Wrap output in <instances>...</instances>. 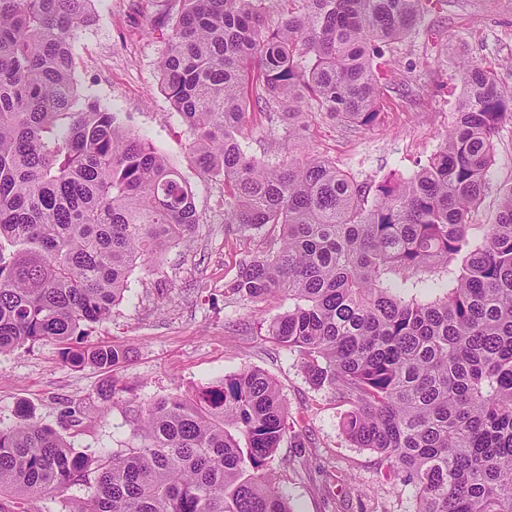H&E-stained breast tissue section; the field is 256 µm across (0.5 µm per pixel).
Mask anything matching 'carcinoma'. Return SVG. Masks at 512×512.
Listing matches in <instances>:
<instances>
[{
    "mask_svg": "<svg viewBox=\"0 0 512 512\" xmlns=\"http://www.w3.org/2000/svg\"><path fill=\"white\" fill-rule=\"evenodd\" d=\"M96 0H0V353L52 341L65 363L120 364L80 349L111 318L146 256L200 216L167 158L132 135L74 73ZM426 0H166L161 89L193 131L201 172L224 181V223L279 228L229 290L294 309L269 334L313 384L351 404L343 431L417 492V512H512V186L491 224L489 188L512 91L473 61L438 149L371 185L315 155L248 152L247 111L288 138L316 108L348 127L379 118L383 48L418 33ZM436 297L419 301L423 286ZM0 424V512L85 484L73 512H293L271 460L288 433L274 380L244 368L136 419L140 444L88 456L21 406ZM94 483H89V475Z\"/></svg>",
    "mask_w": 512,
    "mask_h": 512,
    "instance_id": "cac0c4a2",
    "label": "carcinoma"
}]
</instances>
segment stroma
<instances>
[{"mask_svg": "<svg viewBox=\"0 0 512 512\" xmlns=\"http://www.w3.org/2000/svg\"><path fill=\"white\" fill-rule=\"evenodd\" d=\"M437 2L427 30L394 44L381 60L377 124L357 130L315 115L293 141V153L332 159L376 183L410 173L436 151L462 96L451 67L441 62L448 47L512 89V0ZM163 8V0H98L94 24L75 43V77L180 170L200 222L190 244L137 263L110 320L89 325L82 347L123 346L128 356L121 364L73 367L50 342L0 354V422L11 423L23 404L77 451L123 449L135 444V419L151 401L191 395L250 366L275 380L288 411V434L271 465L295 512H415L414 489L385 480L380 454L343 433L349 404L337 391L313 385L301 355L269 336V323L294 301H254L228 290L241 263L268 251L278 231L241 233L225 224L224 183L200 174L191 130L160 90L166 41L153 22ZM246 132L251 154H280L286 133L278 119L253 113ZM494 143L491 188L472 212L475 224L494 221L497 190L512 185V125Z\"/></svg>", "mask_w": 512, "mask_h": 512, "instance_id": "stroma-1", "label": "stroma"}]
</instances>
